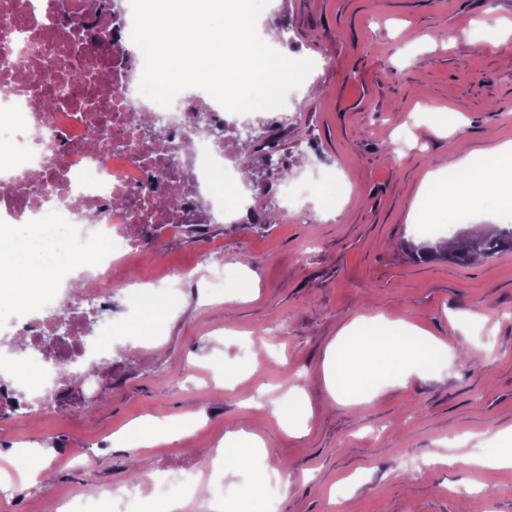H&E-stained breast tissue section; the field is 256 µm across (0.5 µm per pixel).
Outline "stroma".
<instances>
[{
	"label": "stroma",
	"mask_w": 512,
	"mask_h": 512,
	"mask_svg": "<svg viewBox=\"0 0 512 512\" xmlns=\"http://www.w3.org/2000/svg\"><path fill=\"white\" fill-rule=\"evenodd\" d=\"M508 14L512 0H275L279 25L265 39L314 68L276 138L257 128L269 117L264 110L235 116L254 124V134L225 133V145L252 160L243 194L270 211L286 197L266 177L269 163L324 166L349 194L314 222L221 221L201 240L134 229L138 263L116 268V278L201 270L218 259L223 282L189 281L153 342L113 353L90 389H35L27 408L0 407V468L13 449L42 448L50 474L0 494V512H41L54 494L86 490L98 494L94 512H113L121 487L132 512H149L159 495L131 486L128 453L112 444L113 432L146 416L198 420L184 439L145 450L158 472L200 467L202 449L249 424L274 450L266 470L291 476L289 489L264 490L265 512H464L460 486L477 494L478 512H512V467L429 463L482 455L485 431L512 430V251L421 263L413 250L424 240L408 221L429 172L452 168L462 151L512 139ZM469 30L506 36L507 44L477 49ZM442 112L451 120L445 128L436 121ZM246 269L256 288L239 300L232 286ZM466 309L485 320L462 318ZM375 310L447 341L450 353L403 384L382 385L360 412L331 400L321 365L342 323ZM484 352L492 363L471 366V355ZM253 361L252 376L225 388V369ZM292 388L307 396L297 434L271 414ZM246 394L253 408L242 407Z\"/></svg>",
	"instance_id": "1"
}]
</instances>
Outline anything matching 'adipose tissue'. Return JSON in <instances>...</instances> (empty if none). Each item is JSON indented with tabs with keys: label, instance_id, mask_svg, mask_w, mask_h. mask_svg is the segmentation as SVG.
Returning <instances> with one entry per match:
<instances>
[{
	"label": "adipose tissue",
	"instance_id": "adipose-tissue-1",
	"mask_svg": "<svg viewBox=\"0 0 512 512\" xmlns=\"http://www.w3.org/2000/svg\"><path fill=\"white\" fill-rule=\"evenodd\" d=\"M452 179L440 172L428 173L424 189L411 208V221L423 231L447 223L452 212L469 209L474 201L493 202L495 210H512V141L486 150L471 151L455 163ZM39 248L49 264L71 263L73 256L62 228L51 227L39 234L18 225L9 236L0 237V281L27 274L31 250ZM448 353L445 341L422 334L407 322H392L384 316H361L347 322L329 344L322 367L327 392L347 406H370L377 385L395 376L438 363ZM189 420L144 417L132 421L112 436V441L132 452L161 441L186 436ZM268 452L266 441L246 429L225 433L218 454L225 470L243 468L253 457Z\"/></svg>",
	"mask_w": 512,
	"mask_h": 512
}]
</instances>
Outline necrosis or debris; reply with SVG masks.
<instances>
[{
	"mask_svg": "<svg viewBox=\"0 0 512 512\" xmlns=\"http://www.w3.org/2000/svg\"><path fill=\"white\" fill-rule=\"evenodd\" d=\"M134 19L120 8L103 15L92 0H0V234L17 224L40 230L48 219L78 224L82 249L77 262L93 257L91 270L66 269L58 284L70 292L81 283L85 298L112 303V262L131 260L126 242L112 236L127 224L165 225L179 232L212 223L224 197L212 184L214 173L240 179L239 160L227 154L220 132L223 113L211 111L216 138L199 133L193 113L205 107L198 93L174 97L160 108L142 96L123 37ZM150 117L160 139L140 145L135 115ZM50 132L63 154L50 160L38 137ZM176 205H166L167 197ZM51 318L29 319L21 329L27 346L40 350L31 360L30 386L60 379L76 361L99 368L107 363L105 338L111 323L90 340L86 316L71 310L73 341L59 348L44 344Z\"/></svg>",
	"mask_w": 512,
	"mask_h": 512,
	"instance_id": "4bbe7bcc",
	"label": "necrosis or debris"
}]
</instances>
